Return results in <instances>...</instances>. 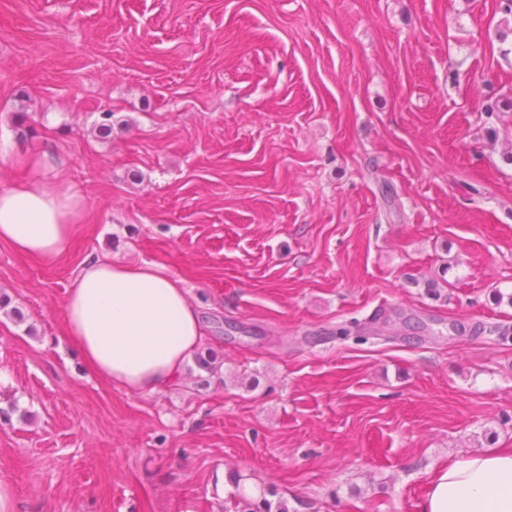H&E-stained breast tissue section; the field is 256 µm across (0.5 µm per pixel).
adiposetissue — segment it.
Instances as JSON below:
<instances>
[{
	"instance_id": "adipose-tissue-1",
	"label": "adipose tissue",
	"mask_w": 512,
	"mask_h": 512,
	"mask_svg": "<svg viewBox=\"0 0 512 512\" xmlns=\"http://www.w3.org/2000/svg\"><path fill=\"white\" fill-rule=\"evenodd\" d=\"M31 179L0 186V244L44 261L67 251L81 195L58 182V161L40 148ZM201 314L181 280L155 264L92 255L62 307V338L98 381L129 391L165 388L204 338ZM418 512H512V451L449 458L433 470Z\"/></svg>"
}]
</instances>
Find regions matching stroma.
<instances>
[{
	"label": "stroma",
	"mask_w": 512,
	"mask_h": 512,
	"mask_svg": "<svg viewBox=\"0 0 512 512\" xmlns=\"http://www.w3.org/2000/svg\"><path fill=\"white\" fill-rule=\"evenodd\" d=\"M498 103L494 114L486 103ZM115 118L110 138L96 125ZM0 142L85 203L0 246V481L16 512H416L512 448V15L497 0H0ZM161 265L217 371L90 377L59 309L87 254ZM389 324V337L340 329Z\"/></svg>",
	"instance_id": "stroma-1"
}]
</instances>
